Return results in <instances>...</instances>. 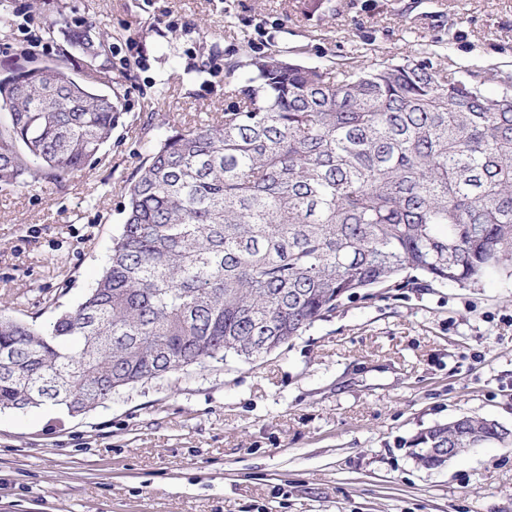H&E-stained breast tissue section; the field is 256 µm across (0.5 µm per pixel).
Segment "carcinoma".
Masks as SVG:
<instances>
[{"mask_svg": "<svg viewBox=\"0 0 512 512\" xmlns=\"http://www.w3.org/2000/svg\"><path fill=\"white\" fill-rule=\"evenodd\" d=\"M69 44L105 50L62 17ZM224 117L156 145L128 188L107 265L41 326L0 314V410L94 408L145 379L255 360L375 288L512 277V76L484 90L427 57L246 63ZM0 185L62 184L119 118L69 59L0 77ZM494 419L418 432L426 468L450 448L509 444Z\"/></svg>", "mask_w": 512, "mask_h": 512, "instance_id": "cac0c4a2", "label": "carcinoma"}]
</instances>
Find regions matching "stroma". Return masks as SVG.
Here are the masks:
<instances>
[{
    "label": "stroma",
    "mask_w": 512,
    "mask_h": 512,
    "mask_svg": "<svg viewBox=\"0 0 512 512\" xmlns=\"http://www.w3.org/2000/svg\"><path fill=\"white\" fill-rule=\"evenodd\" d=\"M23 3L50 48L1 28L0 76L58 58L63 35H46L58 16L91 20L109 46L70 62L120 111L64 187H0V312L43 325L94 286L153 146L222 116L228 86L251 75L245 56L327 66L424 52L489 92L512 75V0ZM462 414L512 429L511 277L350 300L256 361L146 379L77 416L2 411L0 512H512V443L434 470L410 456L417 432Z\"/></svg>",
    "instance_id": "stroma-1"
}]
</instances>
